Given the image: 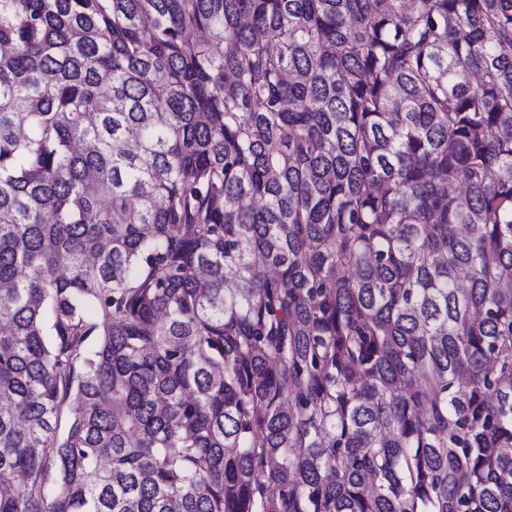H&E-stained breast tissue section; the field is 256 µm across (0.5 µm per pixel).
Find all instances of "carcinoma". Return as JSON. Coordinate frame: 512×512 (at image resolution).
<instances>
[{
  "label": "carcinoma",
  "mask_w": 512,
  "mask_h": 512,
  "mask_svg": "<svg viewBox=\"0 0 512 512\" xmlns=\"http://www.w3.org/2000/svg\"><path fill=\"white\" fill-rule=\"evenodd\" d=\"M0 512H512V0H0Z\"/></svg>",
  "instance_id": "obj_1"
}]
</instances>
